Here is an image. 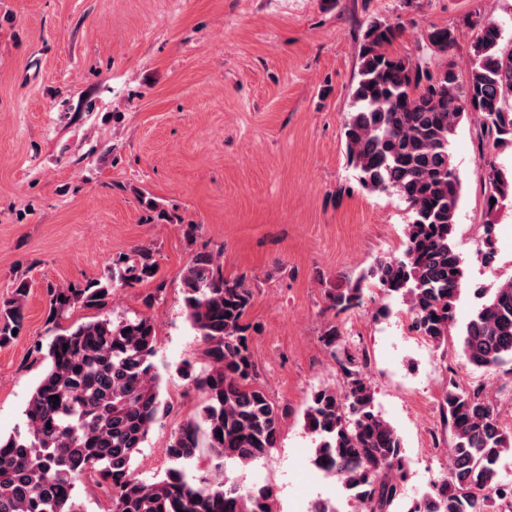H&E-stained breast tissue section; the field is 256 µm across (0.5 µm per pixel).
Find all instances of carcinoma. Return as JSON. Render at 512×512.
Instances as JSON below:
<instances>
[{
  "label": "carcinoma",
  "instance_id": "1",
  "mask_svg": "<svg viewBox=\"0 0 512 512\" xmlns=\"http://www.w3.org/2000/svg\"><path fill=\"white\" fill-rule=\"evenodd\" d=\"M470 25L478 33L462 84L450 65L430 72L432 59L456 44L455 29H427L423 54L412 59L387 52L397 38L395 25L371 22L343 131L361 187L397 196L410 219L402 251L378 260L353 286L330 292L329 308L358 307L367 282L387 297L402 298L411 330L436 347L447 344L455 329L465 276L454 245L462 181L449 152L451 139L471 115L489 149H512V41L503 42L498 25L479 12ZM480 180L490 216L482 258L489 263L491 216L512 196V171L488 160ZM154 267L155 252L135 246L83 287L48 289V319L76 303L103 309L115 289L153 278ZM181 284L186 318L207 344L206 366L192 377L205 405L166 446L172 467L152 483L132 469L149 432L170 409L152 362L155 325L147 315L118 323L104 316L64 328L46 348H37L46 366L25 410L26 431L0 439V512H84L75 487L89 474L108 494L111 512H274L267 486L245 488L227 474L219 481L195 480L183 468L201 448L209 449L217 470L254 467L278 448L283 410L256 383L246 322L251 289L225 278L220 260L207 252L190 259ZM27 288L22 282L15 297L0 301V346L23 326ZM325 339L343 389L322 386L311 394L304 426L315 438L313 464L339 482L360 512H395L406 474L402 439L376 408L365 376L367 356L351 350L334 325ZM460 346L476 369L512 365V276L477 308ZM443 409L453 437L448 473L406 512H494L496 501L505 499L512 507V487L500 482L501 465L512 457V431L502 426L483 385L451 384Z\"/></svg>",
  "mask_w": 512,
  "mask_h": 512
}]
</instances>
